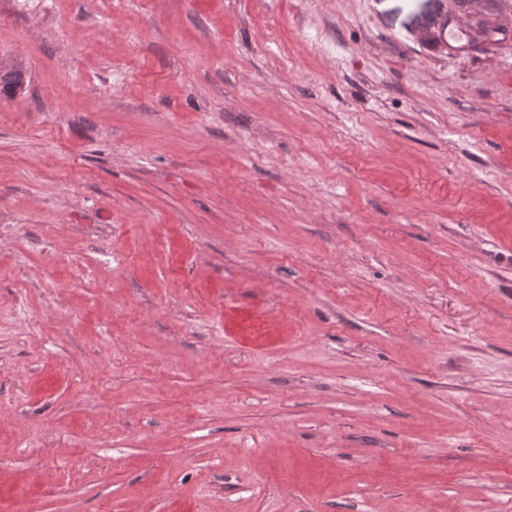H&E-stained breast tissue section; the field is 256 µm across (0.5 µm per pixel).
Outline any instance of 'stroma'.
<instances>
[{
    "label": "stroma",
    "instance_id": "obj_1",
    "mask_svg": "<svg viewBox=\"0 0 512 512\" xmlns=\"http://www.w3.org/2000/svg\"><path fill=\"white\" fill-rule=\"evenodd\" d=\"M0 512H512V0H0Z\"/></svg>",
    "mask_w": 512,
    "mask_h": 512
}]
</instances>
